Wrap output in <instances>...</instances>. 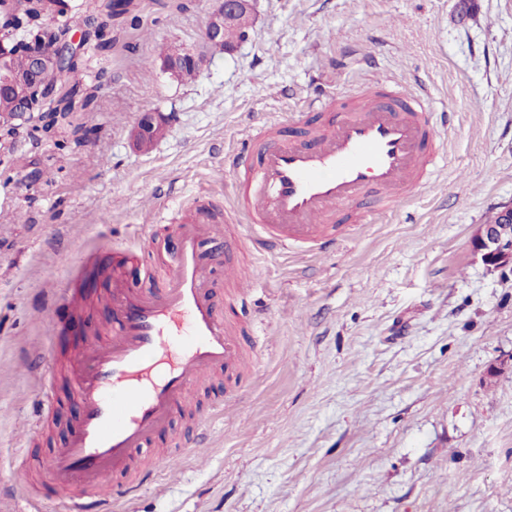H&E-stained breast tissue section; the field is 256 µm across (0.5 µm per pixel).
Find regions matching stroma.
<instances>
[{
    "label": "stroma",
    "mask_w": 512,
    "mask_h": 512,
    "mask_svg": "<svg viewBox=\"0 0 512 512\" xmlns=\"http://www.w3.org/2000/svg\"><path fill=\"white\" fill-rule=\"evenodd\" d=\"M213 0H133L112 48L78 73L97 106L0 143V512H56L40 477L79 420L39 411L36 306L75 284L98 296L113 246L172 243L199 200L231 204L225 160L246 129L375 75L425 89L447 112V160L404 209L339 225L321 249L250 246L254 281L228 313L256 342L252 370L220 371L155 449L169 459L118 512H512V274L472 248L512 202V0H259L249 38L196 79L162 71L160 41L202 45ZM151 77H144V70ZM161 113L149 152L133 130ZM103 309L72 313L57 368ZM232 393L188 456L199 411Z\"/></svg>",
    "instance_id": "35a3bbf8"
}]
</instances>
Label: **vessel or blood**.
I'll return each mask as SVG.
<instances>
[{
	"label": "vessel or blood",
	"mask_w": 512,
	"mask_h": 512,
	"mask_svg": "<svg viewBox=\"0 0 512 512\" xmlns=\"http://www.w3.org/2000/svg\"><path fill=\"white\" fill-rule=\"evenodd\" d=\"M303 109L330 119L303 140L288 138L280 122L254 128L232 158V212L249 224L256 243L321 247L340 215L349 211L354 223H371L373 214L397 211L434 177L440 128L420 92L380 77ZM175 237L153 288L113 276L98 298L112 314L111 329L95 327L69 358L80 422L45 468L61 493V512H112L115 475H133L137 486L150 476L135 450L168 429L205 376L246 362L245 336L212 287L219 267L225 278L251 282L250 267L226 261L245 248V238L222 230L207 211L178 225ZM81 303L65 288L39 315L55 332ZM56 386L51 366L40 384L45 413L57 408Z\"/></svg>",
	"instance_id": "1"
}]
</instances>
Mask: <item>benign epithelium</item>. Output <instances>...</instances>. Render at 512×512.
I'll use <instances>...</instances> for the list:
<instances>
[{"label": "benign epithelium", "instance_id": "benign-epithelium-1", "mask_svg": "<svg viewBox=\"0 0 512 512\" xmlns=\"http://www.w3.org/2000/svg\"><path fill=\"white\" fill-rule=\"evenodd\" d=\"M35 0H0V16H26L28 5ZM62 0L50 5L39 27L20 32L0 23V89L11 90L14 105L11 114H0V127L14 129V121L30 123L44 112L55 97L56 90L40 80L46 70L66 73L77 64L91 40L88 29L76 36L60 22ZM255 0H219L210 13L203 33V45L221 47L232 52L249 36L254 25ZM207 61L206 51L184 48L160 59L161 69L178 79L187 69L201 72ZM165 134L164 121L147 112L140 118L134 133V145L142 151ZM473 251L483 263L495 270L512 271V204L497 212L496 221L482 224L473 238Z\"/></svg>", "mask_w": 512, "mask_h": 512}]
</instances>
